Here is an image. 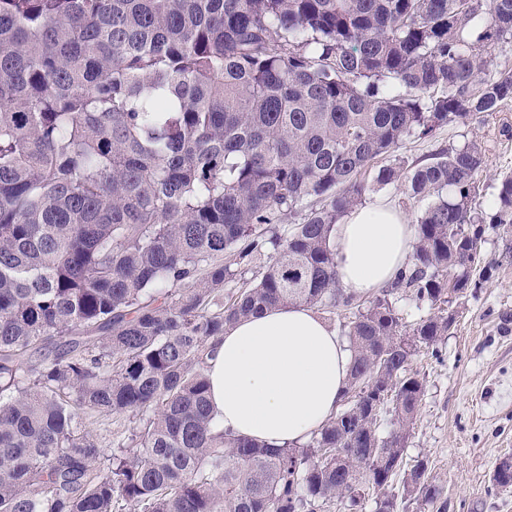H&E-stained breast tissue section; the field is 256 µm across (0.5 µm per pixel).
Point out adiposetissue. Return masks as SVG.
<instances>
[{"label": "adipose tissue", "mask_w": 512, "mask_h": 512, "mask_svg": "<svg viewBox=\"0 0 512 512\" xmlns=\"http://www.w3.org/2000/svg\"><path fill=\"white\" fill-rule=\"evenodd\" d=\"M415 229L379 200L336 227L338 282L368 296L390 284L413 251ZM209 403L224 432L280 448L300 445L335 413L347 387V342L309 307L245 318L213 340Z\"/></svg>", "instance_id": "1"}]
</instances>
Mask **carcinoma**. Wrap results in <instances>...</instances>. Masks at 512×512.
I'll list each match as a JSON object with an SVG mask.
<instances>
[{"label": "carcinoma", "mask_w": 512, "mask_h": 512, "mask_svg": "<svg viewBox=\"0 0 512 512\" xmlns=\"http://www.w3.org/2000/svg\"><path fill=\"white\" fill-rule=\"evenodd\" d=\"M506 38L512 0H0V512H364L367 485L397 512L400 471L436 505L427 461L401 469L410 364L453 318L407 325L391 295L462 296L479 225L512 232V174L472 210L479 143L378 169L424 202L411 261L348 323V387L306 443L215 430L207 368L242 318L354 304L333 235L361 172L512 101V70L484 77Z\"/></svg>", "instance_id": "obj_1"}]
</instances>
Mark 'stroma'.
<instances>
[{
	"mask_svg": "<svg viewBox=\"0 0 512 512\" xmlns=\"http://www.w3.org/2000/svg\"><path fill=\"white\" fill-rule=\"evenodd\" d=\"M473 140L486 163L472 206L490 215L499 177L512 172V103L440 126L430 137L406 139L381 162L413 167ZM482 230L478 287L449 305L419 303L405 291L394 300L408 323L432 313L454 317L447 336L411 364L423 396L405 463L427 461L442 491L440 512H512V488L490 482L494 466L512 457V233L493 224Z\"/></svg>",
	"mask_w": 512,
	"mask_h": 512,
	"instance_id": "35a3bbf8",
	"label": "stroma"
}]
</instances>
